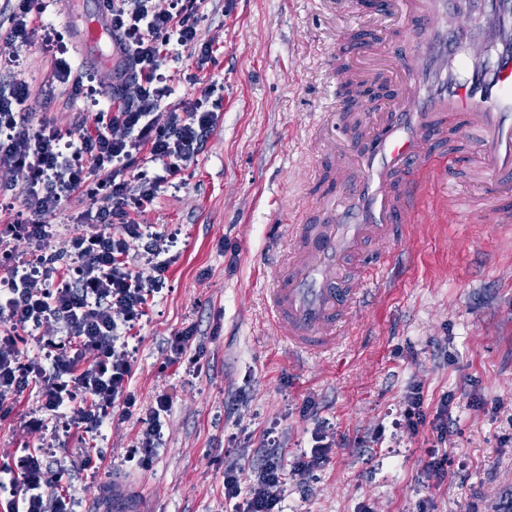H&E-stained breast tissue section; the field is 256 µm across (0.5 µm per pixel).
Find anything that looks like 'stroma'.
I'll use <instances>...</instances> for the list:
<instances>
[{"instance_id": "stroma-1", "label": "stroma", "mask_w": 512, "mask_h": 512, "mask_svg": "<svg viewBox=\"0 0 512 512\" xmlns=\"http://www.w3.org/2000/svg\"><path fill=\"white\" fill-rule=\"evenodd\" d=\"M66 0H46L29 43L11 46L15 66L0 87L25 80L31 102L65 136L95 125L96 110L56 77V49L71 39L61 21ZM200 41L212 60L167 61L171 103L215 84L218 119L202 152L173 187L130 218L170 239L169 270L156 305L131 332L130 383L141 405L168 394L161 444L148 467L129 470L137 418L105 429L96 444L99 474L82 469L78 442L60 437L48 451L65 466L79 512H98L113 480L141 492L158 512H225L224 471L257 472L273 435L292 466L323 430L346 447L329 452L304 485L288 481L285 512H507L512 507V232L460 224L448 200L440 214L410 229L399 248V287L372 295L334 354L294 362L266 307L272 271L291 247L288 215L316 209L329 193L319 159L324 129L348 145L341 115L334 35L341 27L386 40L406 58L422 23L370 11H332L326 0H205ZM193 328L185 357L169 362L168 341ZM419 391L426 414L454 395L448 476L427 471L429 427L396 430L394 418ZM36 406L17 399L0 421V448H30L37 435L21 419Z\"/></svg>"}]
</instances>
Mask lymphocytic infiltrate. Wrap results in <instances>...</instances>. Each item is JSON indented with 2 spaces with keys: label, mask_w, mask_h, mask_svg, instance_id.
Returning a JSON list of instances; mask_svg holds the SVG:
<instances>
[{
  "label": "lymphocytic infiltrate",
  "mask_w": 512,
  "mask_h": 512,
  "mask_svg": "<svg viewBox=\"0 0 512 512\" xmlns=\"http://www.w3.org/2000/svg\"><path fill=\"white\" fill-rule=\"evenodd\" d=\"M108 11L118 48L111 93L116 105L100 110L93 131L65 139L49 120L34 119L25 82L0 89V169L28 173L21 193L26 215L0 230V270L7 278L0 291V415L9 416L16 398L32 391L39 410L24 422L29 432L44 434L56 422L65 433L93 440L144 411L138 442L127 453L128 461L144 466L157 451L171 399L160 394L140 406L130 388L133 359L127 347L162 290L168 241L130 221L129 214L151 205L202 152L215 126L213 87L173 105L166 116L158 111L172 94L164 66L173 47L192 50L201 66L212 50L198 39L197 0H170L163 11L150 0H108ZM77 194L91 206L74 216L76 232L53 253H42L56 235L43 216L60 211ZM113 224L121 226V237H112ZM16 240L28 244L29 257L15 252ZM134 243L153 268L150 279L130 266ZM451 403L443 397L429 418L420 396H413L401 421L413 433L430 425L437 444L427 469L438 480L448 473V457L439 447L450 434ZM285 471L275 450L257 476L242 467L227 469L224 499L232 512H283ZM0 495L5 512H76L78 505L67 469L51 467L41 445L0 458Z\"/></svg>",
  "instance_id": "obj_1"
}]
</instances>
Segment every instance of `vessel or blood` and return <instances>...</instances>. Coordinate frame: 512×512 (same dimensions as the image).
Masks as SVG:
<instances>
[{
  "label": "vessel or blood",
  "mask_w": 512,
  "mask_h": 512,
  "mask_svg": "<svg viewBox=\"0 0 512 512\" xmlns=\"http://www.w3.org/2000/svg\"><path fill=\"white\" fill-rule=\"evenodd\" d=\"M426 35L403 62L394 111L369 116L354 157L338 156L341 204H324L316 223L296 224L289 259L276 269L272 316L289 350H335L369 290L401 279L396 253L410 225L424 221L421 175L433 171L443 192L460 171L512 186V0H406ZM110 16L102 7L71 30L83 55L111 62ZM454 132L471 148L465 160L437 167L431 143ZM463 223L512 225V207L464 205Z\"/></svg>",
  "instance_id": "vessel-or-blood-1"
}]
</instances>
